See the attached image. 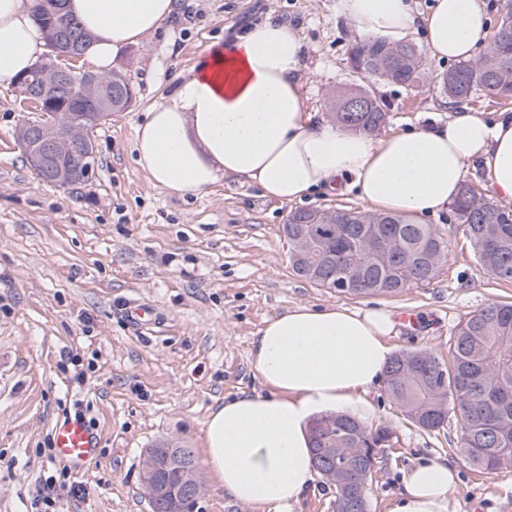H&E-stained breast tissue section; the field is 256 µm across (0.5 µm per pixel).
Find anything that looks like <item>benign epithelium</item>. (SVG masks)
I'll use <instances>...</instances> for the list:
<instances>
[{"mask_svg":"<svg viewBox=\"0 0 512 512\" xmlns=\"http://www.w3.org/2000/svg\"><path fill=\"white\" fill-rule=\"evenodd\" d=\"M47 58L39 65L42 82L25 77L16 81L24 105L35 111L36 119L18 132L28 158L55 184L68 185L86 179L94 154L91 131L112 113L125 110L132 100L131 85L120 76L106 84L94 72H77L68 61L81 56L73 46H60L47 34ZM63 88L74 108L66 125L57 120V100L48 89ZM145 496L167 512H192L203 492L198 465L179 448L164 444L145 456L141 471Z\"/></svg>","mask_w":512,"mask_h":512,"instance_id":"1","label":"benign epithelium"}]
</instances>
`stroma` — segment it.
I'll use <instances>...</instances> for the list:
<instances>
[{"label": "stroma", "instance_id": "1", "mask_svg": "<svg viewBox=\"0 0 512 512\" xmlns=\"http://www.w3.org/2000/svg\"><path fill=\"white\" fill-rule=\"evenodd\" d=\"M338 0H176L171 19L123 49L113 70L135 99L95 129V162L80 183L53 186L30 165L17 138L33 120L15 86H0V512H152L140 484L149 448L169 443L202 458L204 428L224 398L263 385L250 362L267 319L298 306L413 309L397 324L394 351L447 358L458 324L493 302H512V283L493 279L472 253L454 212L431 218L448 258L430 283L396 296L354 297L292 275L283 233L296 207L365 210L356 193L316 192L280 203L228 178L201 196L152 186L136 161L135 130L201 44L272 13L296 23L306 43L309 109L331 116L339 87L360 82L355 33ZM451 62H429L422 81L376 82L388 107L383 132L448 118L454 105L438 80ZM154 305L160 322H128L129 302ZM366 426L394 432L378 454L369 512H388L404 473L421 457L457 471L450 512H512V470L476 472L457 449L459 424L426 432L406 420L384 387L369 395ZM84 416L101 435L100 455L60 488L63 462L45 448L52 425ZM197 512H332L322 481L300 501L265 510L240 503L203 472Z\"/></svg>", "mask_w": 512, "mask_h": 512}]
</instances>
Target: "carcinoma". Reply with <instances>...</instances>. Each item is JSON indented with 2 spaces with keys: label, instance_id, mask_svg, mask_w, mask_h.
I'll list each match as a JSON object with an SVG mask.
<instances>
[{
  "label": "carcinoma",
  "instance_id": "carcinoma-1",
  "mask_svg": "<svg viewBox=\"0 0 512 512\" xmlns=\"http://www.w3.org/2000/svg\"><path fill=\"white\" fill-rule=\"evenodd\" d=\"M40 27L57 23L66 40L85 50L88 36L71 14L59 18L34 9ZM365 81L338 93L334 119L355 132L373 133L386 121L385 104L372 81L414 85L422 76L421 52L406 41H369L355 49ZM451 102L476 91L512 99V14H505L498 36L477 64L462 63L440 78ZM363 101L350 112L348 102ZM465 226L474 256L493 278L512 283V211L460 195L453 205ZM303 210L291 212L284 234L303 233L316 242L322 259L350 266L356 288L336 286L349 296L398 294L433 280L446 258L442 238L428 224L396 214L337 209L334 224H300ZM292 273L306 281L330 275L322 263L289 256ZM385 391L413 424L425 431L442 428L449 414L459 422L457 450L480 472L512 468V304L491 303L468 316L455 334L450 358L426 350L402 351L390 360ZM393 433L369 428L350 414H325L312 422V462L334 489L333 512H369V491L358 496L359 481H372L376 456L391 447Z\"/></svg>",
  "mask_w": 512,
  "mask_h": 512
}]
</instances>
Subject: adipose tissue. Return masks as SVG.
I'll return each instance as SVG.
<instances>
[{"label": "adipose tissue", "instance_id": "obj_1", "mask_svg": "<svg viewBox=\"0 0 512 512\" xmlns=\"http://www.w3.org/2000/svg\"><path fill=\"white\" fill-rule=\"evenodd\" d=\"M359 42L421 30L433 60H467L491 43L481 0H435L416 16L411 0H340ZM90 34L85 53L102 70L125 47L158 31L175 0H65ZM32 0H0V85L42 60L45 38ZM304 41L291 22L267 16L200 47L189 75L136 129L138 164L152 185L178 195L210 192L225 178L293 203L353 176L359 198L418 220L451 208L471 164L489 196L512 207V113L460 109L419 129L384 135L314 120L302 76ZM390 312L299 306L260 329L250 351L266 390L225 399L204 430L203 462L225 493L257 508L298 501L315 480L308 423L325 412L367 414L393 350ZM456 473L423 459L406 473L388 512H448Z\"/></svg>", "mask_w": 512, "mask_h": 512}]
</instances>
